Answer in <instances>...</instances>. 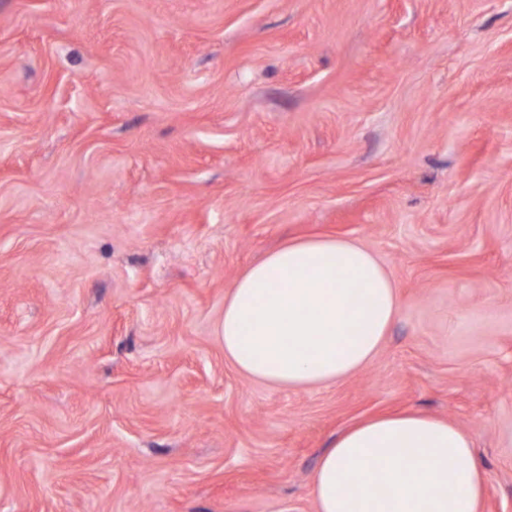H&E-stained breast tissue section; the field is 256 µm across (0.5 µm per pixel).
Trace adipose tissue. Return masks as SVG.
Returning <instances> with one entry per match:
<instances>
[{
  "label": "adipose tissue",
  "instance_id": "1",
  "mask_svg": "<svg viewBox=\"0 0 512 512\" xmlns=\"http://www.w3.org/2000/svg\"><path fill=\"white\" fill-rule=\"evenodd\" d=\"M400 309L368 248L339 236L293 238L248 267L224 298V356L269 385L335 384L368 365ZM484 472L471 437L420 411L363 418L318 459L316 512H479Z\"/></svg>",
  "mask_w": 512,
  "mask_h": 512
}]
</instances>
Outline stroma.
Listing matches in <instances>:
<instances>
[{
	"mask_svg": "<svg viewBox=\"0 0 512 512\" xmlns=\"http://www.w3.org/2000/svg\"><path fill=\"white\" fill-rule=\"evenodd\" d=\"M309 235L399 313L341 382L249 380L224 297ZM402 409L512 512V0H0V512H315Z\"/></svg>",
	"mask_w": 512,
	"mask_h": 512,
	"instance_id": "35a3bbf8",
	"label": "stroma"
}]
</instances>
